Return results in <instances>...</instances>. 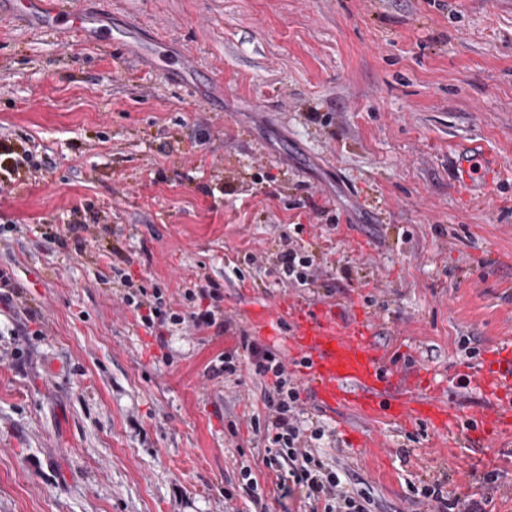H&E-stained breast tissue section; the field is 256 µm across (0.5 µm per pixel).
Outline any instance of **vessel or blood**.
Masks as SVG:
<instances>
[{
    "instance_id": "1",
    "label": "vessel or blood",
    "mask_w": 512,
    "mask_h": 512,
    "mask_svg": "<svg viewBox=\"0 0 512 512\" xmlns=\"http://www.w3.org/2000/svg\"><path fill=\"white\" fill-rule=\"evenodd\" d=\"M8 2L7 18L20 22L39 14L43 28L63 40L84 36L89 23L68 0ZM498 169L495 158L481 145L470 144L459 154L458 177L469 194L479 189L477 177ZM249 322L256 334L276 342L298 361L301 379L325 410H351L394 424L421 420L437 433L458 418L456 407L432 396L425 370L405 377L388 366L386 351L373 342V329L366 321L344 320L334 308H309L289 300L262 308ZM453 378L485 399L486 433H512V344L495 363L466 367L454 372Z\"/></svg>"
}]
</instances>
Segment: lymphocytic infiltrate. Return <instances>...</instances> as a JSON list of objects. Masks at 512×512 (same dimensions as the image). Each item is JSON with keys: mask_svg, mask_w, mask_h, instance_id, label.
<instances>
[{"mask_svg": "<svg viewBox=\"0 0 512 512\" xmlns=\"http://www.w3.org/2000/svg\"><path fill=\"white\" fill-rule=\"evenodd\" d=\"M314 267V255L292 244L280 253L276 275L279 282L304 287L313 282ZM115 285L122 290V302L140 312L142 326L156 338H164L173 327L197 332L224 327L223 291L215 281L185 290L182 297L188 307L181 313L164 311L162 289L135 285L125 272H117ZM239 346V352L225 353L220 371L228 377L245 371L262 385L264 410L253 415L251 427L267 444L264 466L278 479H289L303 488L310 512H372V500L365 489L357 487L353 472L325 461L326 428L305 419L302 388L285 360L246 332Z\"/></svg>", "mask_w": 512, "mask_h": 512, "instance_id": "lymphocytic-infiltrate-1", "label": "lymphocytic infiltrate"}]
</instances>
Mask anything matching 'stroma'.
Here are the masks:
<instances>
[{
  "instance_id": "1",
  "label": "stroma",
  "mask_w": 512,
  "mask_h": 512,
  "mask_svg": "<svg viewBox=\"0 0 512 512\" xmlns=\"http://www.w3.org/2000/svg\"><path fill=\"white\" fill-rule=\"evenodd\" d=\"M76 2L81 41L0 23V144L40 162L0 163V226L22 227L0 236L20 295L0 303V346L20 350L0 361V512H255L245 465L267 512H304L262 463L260 384L211 374L242 311L283 299L370 321L478 419L448 372L470 363L459 337L512 341V0ZM471 142L500 165L478 200L457 187ZM292 240L318 264L310 287L276 281ZM236 267L220 334L157 342L112 288L117 268L174 295ZM305 409L375 512H424L422 480L512 512V436L480 452L464 422L420 439ZM238 487L249 496L257 508L260 509V512L267 511L264 503L265 492L258 480L252 476L251 467L245 466L241 469Z\"/></svg>"
}]
</instances>
